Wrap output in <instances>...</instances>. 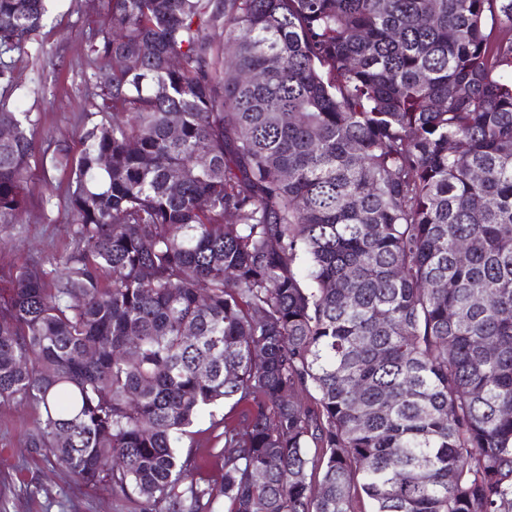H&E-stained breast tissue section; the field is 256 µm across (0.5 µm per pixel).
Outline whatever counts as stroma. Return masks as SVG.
I'll return each mask as SVG.
<instances>
[{
    "label": "stroma",
    "instance_id": "obj_1",
    "mask_svg": "<svg viewBox=\"0 0 512 512\" xmlns=\"http://www.w3.org/2000/svg\"><path fill=\"white\" fill-rule=\"evenodd\" d=\"M103 0H48L34 40L14 53L20 88L11 105L30 113L26 127L36 152L23 186L26 204L17 224L0 225V298L8 296L10 274L39 258L63 255L70 246L66 210L68 173L51 162L56 147L80 150L82 127L91 111L88 93L98 72L84 61L82 39L106 26ZM223 409L194 422L182 441L203 476L222 473L216 419ZM36 417L29 408L0 407V512H135L128 500L113 499L107 485L87 486L53 466L45 452L29 448Z\"/></svg>",
    "mask_w": 512,
    "mask_h": 512
}]
</instances>
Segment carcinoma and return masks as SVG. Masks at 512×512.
I'll return each instance as SVG.
<instances>
[{"label":"carcinoma","mask_w":512,"mask_h":512,"mask_svg":"<svg viewBox=\"0 0 512 512\" xmlns=\"http://www.w3.org/2000/svg\"><path fill=\"white\" fill-rule=\"evenodd\" d=\"M104 3L70 248L0 299L29 447L138 512H512V0ZM45 12L0 0V224ZM213 414L214 416L210 417L206 413L194 422L188 429L189 433L183 438L181 450L184 455L190 453L196 459L204 477L218 479L222 473L223 460L217 457V453L223 443L219 442L216 436L222 432L223 425L215 424L224 417V406L215 409Z\"/></svg>","instance_id":"carcinoma-1"}]
</instances>
